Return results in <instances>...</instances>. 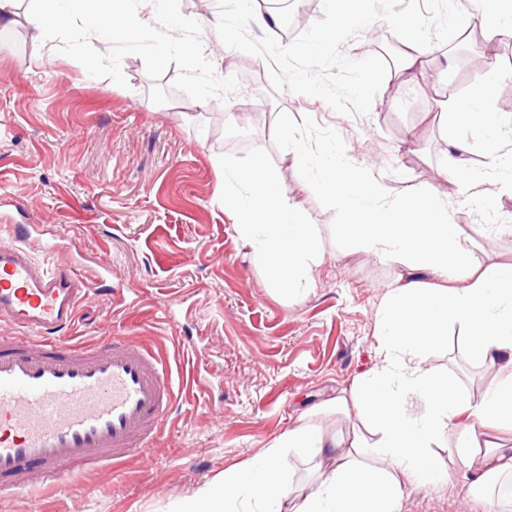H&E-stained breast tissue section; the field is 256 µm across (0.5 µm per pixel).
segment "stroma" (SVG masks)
<instances>
[{
    "mask_svg": "<svg viewBox=\"0 0 512 512\" xmlns=\"http://www.w3.org/2000/svg\"><path fill=\"white\" fill-rule=\"evenodd\" d=\"M66 27L47 40L0 31V225L30 224L35 257L72 265L77 255L112 275L111 290L82 301L68 342L132 337L169 358L179 395L161 436L116 467L88 470L78 487L0 497V512H172L175 502L262 452L304 411L350 391L379 359L378 311L389 289L409 281L404 266L368 253L357 237L333 232L337 203L321 189V169L296 160L339 142L394 193L432 190L465 238L471 269L512 264V197L489 183L464 189L446 174L449 137L473 146L484 172L483 134L443 123L442 99L470 97L478 42H453L423 58L433 86L410 85L397 101L383 84L365 115L311 107L310 96L273 90L267 69L255 83H228L250 54L216 32L218 0H158L135 41L107 59L73 35L88 23L87 0L70 7ZM202 58L185 68V46ZM287 130H280V118ZM263 163L288 194L320 251L309 287L283 290L243 246L229 198L247 191L235 170ZM63 241L44 255L41 236ZM450 325L424 356L433 374L480 401L512 366L474 359ZM481 449L461 459L453 442L433 455L447 485L403 486L401 512H512V484L489 499L470 484ZM332 460L284 449L281 466L300 490Z\"/></svg>",
    "mask_w": 512,
    "mask_h": 512,
    "instance_id": "35a3bbf8",
    "label": "stroma"
}]
</instances>
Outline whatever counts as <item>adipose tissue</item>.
Instances as JSON below:
<instances>
[{
  "instance_id": "obj_1",
  "label": "adipose tissue",
  "mask_w": 512,
  "mask_h": 512,
  "mask_svg": "<svg viewBox=\"0 0 512 512\" xmlns=\"http://www.w3.org/2000/svg\"><path fill=\"white\" fill-rule=\"evenodd\" d=\"M21 2L0 0V29L25 19L33 38L39 39L68 22L62 9L27 13ZM152 4L153 0H110L107 8L94 12L92 26L80 36L99 40L104 53H111L114 40L139 31L143 12ZM502 88L487 70L478 78L474 96L442 101L438 108L453 124L485 130L486 165L494 172V185L498 194L512 197V151L500 148L508 130L488 108ZM314 161L329 169L324 187L348 217L347 223L337 225V235L357 234L378 259L413 271L436 277L466 273L463 235L450 223L448 208L436 194H391L380 177L355 166L336 143L325 144ZM239 179L248 189V201L225 203L239 216L238 236L277 283L294 289L308 280L318 257L313 229L300 223L287 190L262 163L241 169ZM451 324L464 327V339L475 358L493 366L501 357L512 359V264L488 267L462 288L407 283L388 295L379 313L380 361L356 383L352 398L339 396L317 407L321 413L370 419L378 434L375 448L381 467L360 461L365 442L359 435L343 438L302 418L245 467L225 471L222 481L180 501L176 512H282L289 494L280 465L284 448H313L335 461L289 512H401L403 481L434 484L443 479L431 449L448 431H455L456 451L465 456L477 447L478 431L488 422L512 426V384L490 383L481 401L474 403L454 383L423 368V352ZM463 413L469 423L456 428L455 420Z\"/></svg>"
}]
</instances>
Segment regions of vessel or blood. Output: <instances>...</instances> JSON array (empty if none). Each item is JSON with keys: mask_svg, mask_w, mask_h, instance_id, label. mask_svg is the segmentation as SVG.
<instances>
[{"mask_svg": "<svg viewBox=\"0 0 512 512\" xmlns=\"http://www.w3.org/2000/svg\"><path fill=\"white\" fill-rule=\"evenodd\" d=\"M33 229L0 231V497L80 481L151 446L175 393L162 356L121 336L94 347L63 342L92 281L80 266L52 269L30 249Z\"/></svg>", "mask_w": 512, "mask_h": 512, "instance_id": "obj_1", "label": "vessel or blood"}]
</instances>
